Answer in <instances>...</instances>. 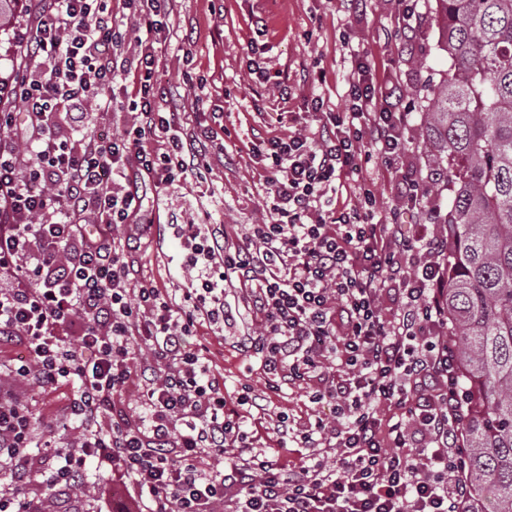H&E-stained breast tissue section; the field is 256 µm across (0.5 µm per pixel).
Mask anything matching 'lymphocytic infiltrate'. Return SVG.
Listing matches in <instances>:
<instances>
[{"label": "lymphocytic infiltrate", "instance_id": "lymphocytic-infiltrate-1", "mask_svg": "<svg viewBox=\"0 0 512 512\" xmlns=\"http://www.w3.org/2000/svg\"><path fill=\"white\" fill-rule=\"evenodd\" d=\"M112 0H41L35 31L15 26L23 64L0 97L25 105L28 147L0 139V343L22 347L5 366L31 388L70 395L54 427H39L25 394L0 388V512H41L46 494L70 499L87 461L117 464L145 512H462L470 496L455 343L443 299L450 238L440 219L374 220L375 197L337 208L340 176L359 172V148L394 167L405 151L399 99H378L357 61L344 112L311 101L315 136L258 137L273 200L269 222L229 241L223 225L191 227L181 245L192 286L175 298L132 275L142 183L165 189L207 166L223 140L196 133L162 82L173 37L167 0H123L138 33L127 57ZM136 75L119 138L90 134L111 114L116 88ZM248 291L258 335L238 338L272 377L321 379L312 403L333 421L299 430L290 467L253 445L227 404L204 348L185 339L203 322L232 321L224 287ZM398 302L387 315L386 295ZM148 357H141V350ZM341 376L326 379L328 364ZM137 390L142 414L119 401ZM394 407L382 419L378 408Z\"/></svg>", "mask_w": 512, "mask_h": 512}]
</instances>
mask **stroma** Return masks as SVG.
<instances>
[{"label":"stroma","instance_id":"obj_1","mask_svg":"<svg viewBox=\"0 0 512 512\" xmlns=\"http://www.w3.org/2000/svg\"><path fill=\"white\" fill-rule=\"evenodd\" d=\"M435 6V0H418L408 31L401 23V0H364L353 11L343 0H169V23L178 36L162 62V79L178 90L179 111L202 126L226 127L230 135L223 152L212 153L209 168L185 174L162 192L143 185L140 220L149 230L132 254L136 279L181 294L191 280L180 249L182 226L224 224L233 234L242 232L244 225L269 221L265 172L252 152L253 135L315 130L309 110L317 96L334 111H346L348 81L360 58L371 64L382 92H402L409 113L403 166L428 184L429 207L447 211L451 192L446 181L431 179L424 123L431 108L428 89L450 66L447 54L437 47ZM186 34L195 52L190 66L181 51L180 38ZM253 41L267 47L266 74L249 68L247 46ZM188 68L205 83V104H197L193 92L184 87ZM307 72L321 74V81L303 82ZM279 115L284 118L280 124L275 121ZM361 165L358 177L337 180L338 207L357 204V183L362 180L375 195L378 217L388 218L401 206L394 190L395 171L374 156ZM256 328L247 316L227 328L206 324L190 342L208 347L226 398L245 389L260 397V408L251 409L246 417L247 429L258 435L261 447L279 448L281 462L293 465L303 450L293 441L280 448L277 415L288 413L299 429L324 415V408L309 400L318 380L274 382L259 359L246 356L235 343L236 336ZM273 382L278 385L274 391L269 388Z\"/></svg>","mask_w":512,"mask_h":512}]
</instances>
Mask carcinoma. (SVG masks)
I'll list each match as a JSON object with an SVG mask.
<instances>
[{
	"label": "carcinoma",
	"instance_id": "carcinoma-1",
	"mask_svg": "<svg viewBox=\"0 0 512 512\" xmlns=\"http://www.w3.org/2000/svg\"><path fill=\"white\" fill-rule=\"evenodd\" d=\"M436 15L451 65L426 124L454 193L445 306L465 399L464 512H512V0H436Z\"/></svg>",
	"mask_w": 512,
	"mask_h": 512
}]
</instances>
